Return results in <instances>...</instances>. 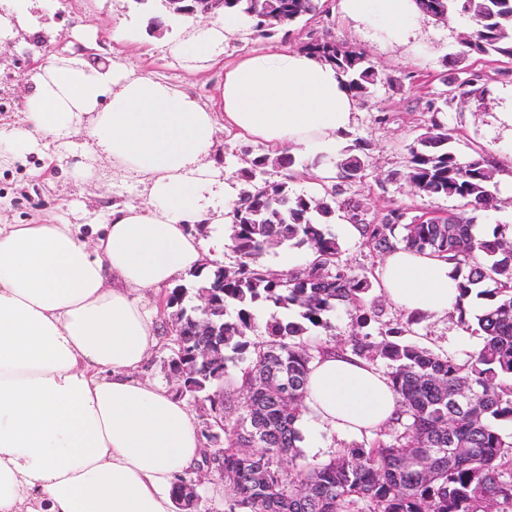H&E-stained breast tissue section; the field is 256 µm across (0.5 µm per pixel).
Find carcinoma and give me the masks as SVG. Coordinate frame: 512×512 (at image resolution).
Wrapping results in <instances>:
<instances>
[{"mask_svg":"<svg viewBox=\"0 0 512 512\" xmlns=\"http://www.w3.org/2000/svg\"><path fill=\"white\" fill-rule=\"evenodd\" d=\"M429 16H468L474 29L462 55L512 59V0H417ZM224 8L253 20L257 36L284 32L317 10L315 0H225ZM302 48L336 66L353 96L367 101L382 75L365 54L344 44L313 39ZM486 88L475 78L457 85L460 97L481 99ZM454 98L427 102L426 132L406 148L400 177L412 192L458 198L466 209L438 222L413 223L409 208L392 202L379 219L365 205L344 198L345 187L360 181L371 166L368 144L360 138L336 162V182L319 197L296 194L292 170H306L322 157L298 160L291 154H258L238 175L247 184L232 211L231 249L237 266L224 271V364L244 363L241 379L224 388V431L220 441L203 428L199 467L224 459V512H512V435L499 424L512 423V228L496 225L480 239L473 232L484 212L496 206L490 190V160L480 151L464 158L448 147L442 108ZM280 179L267 178L268 169ZM360 231L361 245L382 255L399 246L428 251L452 262L461 282L459 300L473 294L489 301L475 317L482 348L463 359L438 355L404 340L414 315L382 320L379 301L369 298V271L342 260L330 231L336 210ZM307 248L315 259L274 271L264 255L273 246ZM349 313L355 332L354 355L386 361L387 376L399 396L395 417L329 459L301 461L302 405L309 365L323 347L309 337L331 328L337 307ZM263 309H276L265 322L266 340L247 339ZM217 379L199 369L193 394L210 400ZM241 414L230 416L235 408Z\"/></svg>","mask_w":512,"mask_h":512,"instance_id":"1","label":"carcinoma"}]
</instances>
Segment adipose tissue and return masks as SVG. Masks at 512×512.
Listing matches in <instances>:
<instances>
[{
	"mask_svg": "<svg viewBox=\"0 0 512 512\" xmlns=\"http://www.w3.org/2000/svg\"><path fill=\"white\" fill-rule=\"evenodd\" d=\"M357 30L386 46L424 36L416 0H339ZM252 23L227 12L184 18L159 49L170 66L202 77L223 66L217 95L201 99L126 58L80 52L44 57L46 26L28 0L0 13V51L24 40L43 65L29 76L17 120L0 129V163L42 153L82 157L83 181L106 195L116 179L137 197L105 207L62 200L27 224L0 218V512H176L173 489L201 459L196 416L168 384L144 377L161 344L167 289L221 259L235 187L217 157L221 133L265 144L270 155L335 149L356 100L346 80L308 52L260 49L225 62ZM207 225L213 238L190 232ZM376 286L404 313L445 317L459 301L452 263L398 248ZM304 405L338 436L368 434L393 416L388 376L334 352L310 366Z\"/></svg>",
	"mask_w": 512,
	"mask_h": 512,
	"instance_id": "ef3b65f1",
	"label": "adipose tissue"
}]
</instances>
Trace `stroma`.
<instances>
[{
	"label": "stroma",
	"instance_id": "stroma-1",
	"mask_svg": "<svg viewBox=\"0 0 512 512\" xmlns=\"http://www.w3.org/2000/svg\"><path fill=\"white\" fill-rule=\"evenodd\" d=\"M337 2L326 0L315 13L294 25L289 41L277 36L255 37L249 44L226 48L225 61H233L251 49H295L313 37L360 48L387 80L375 87L367 102L357 105L351 132L369 143L372 166L366 179L350 187L349 196L361 200L373 216L381 215L392 200L411 206L417 214L462 211L460 200L417 196L404 181L389 182L385 176L402 169L407 145L424 131L427 100L445 90L447 80L464 73L477 76L487 93L482 101L461 102L441 113L440 119L452 136V148L464 157L480 149L494 161L511 153L512 136L498 124L496 113L512 101V59L462 56V40L470 34L472 24L458 14L445 20L428 19L427 35L414 48L386 49L373 32H354L335 13ZM37 13L52 24L47 53L80 49L73 28L90 25L97 28L98 41L105 51L127 55L138 70L187 85L197 95H214L223 79L218 71L204 79L188 75L170 67L162 58L154 47L162 37L153 28V19L160 14L156 0L146 5L136 4L135 0H38ZM137 16L143 22L133 29L132 39L113 42V28L130 23ZM29 71L24 44H15L11 52L0 55V117L9 118L20 110ZM381 112L389 114L388 124L377 123ZM80 163V158L73 157L64 166L49 168L41 155L29 154L10 166H1L0 215L11 223L24 224L36 211L55 209L62 198L77 200L89 195V187L75 177L74 170ZM412 340L434 352L458 358L480 342L479 336L454 315L421 322Z\"/></svg>",
	"mask_w": 512,
	"mask_h": 512
}]
</instances>
